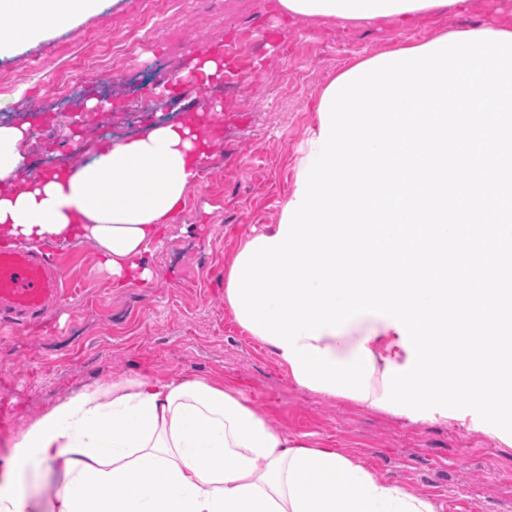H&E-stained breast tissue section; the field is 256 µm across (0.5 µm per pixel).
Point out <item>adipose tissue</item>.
<instances>
[{
    "mask_svg": "<svg viewBox=\"0 0 512 512\" xmlns=\"http://www.w3.org/2000/svg\"><path fill=\"white\" fill-rule=\"evenodd\" d=\"M456 0H278L282 14L409 23ZM99 0H0V56ZM202 110L104 145L77 170L32 174L24 125L0 124V247L92 243L112 286L151 276L147 256L184 206L217 141ZM316 347L374 373L363 408L384 392L387 367L409 351L394 323L364 314ZM0 512H444L438 500L383 479L338 449L291 437L231 388L196 377L124 379L59 398L0 454Z\"/></svg>",
    "mask_w": 512,
    "mask_h": 512,
    "instance_id": "obj_1",
    "label": "adipose tissue"
}]
</instances>
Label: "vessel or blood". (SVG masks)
I'll return each mask as SVG.
<instances>
[{"mask_svg":"<svg viewBox=\"0 0 512 512\" xmlns=\"http://www.w3.org/2000/svg\"><path fill=\"white\" fill-rule=\"evenodd\" d=\"M65 286L60 263L24 249L0 252V320L48 323L47 307Z\"/></svg>","mask_w":512,"mask_h":512,"instance_id":"vessel-or-blood-1","label":"vessel or blood"}]
</instances>
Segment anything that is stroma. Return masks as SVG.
Segmentation results:
<instances>
[{
  "label": "stroma",
  "mask_w": 512,
  "mask_h": 512,
  "mask_svg": "<svg viewBox=\"0 0 512 512\" xmlns=\"http://www.w3.org/2000/svg\"><path fill=\"white\" fill-rule=\"evenodd\" d=\"M275 5L212 0L199 11L173 9L152 43L113 59V80L85 81L66 98L23 84L0 94V122L28 125L29 140L44 139L42 151L26 157L43 173L76 168L87 158L92 133L84 114L91 99L111 103L115 140L179 121L202 105L220 106L228 117L208 123L228 154L191 187L149 258L148 284L113 289L92 244L49 247L63 260L65 275L81 284L51 302L49 327L14 325L0 332V442L78 389L138 376L205 377L242 392L257 414L289 435L333 446L380 477L435 497L449 512H512V446L496 439L493 425L475 414L453 424L438 415L407 422L299 391L285 366L224 303L226 272L241 244L280 221L317 124L322 88L361 58L444 33L511 29L512 14L501 11L500 0H462L418 14L407 26L389 18L357 24L292 16L278 31ZM143 14L142 0H101L98 13L0 58V81L10 82L47 56L75 70L88 33L111 37L112 21L134 28ZM344 33L354 46L340 53L336 38ZM232 43L238 51L225 60L240 72L243 105H218L199 82L184 83L173 97L158 94L193 59Z\"/></svg>",
  "instance_id": "obj_1"
}]
</instances>
